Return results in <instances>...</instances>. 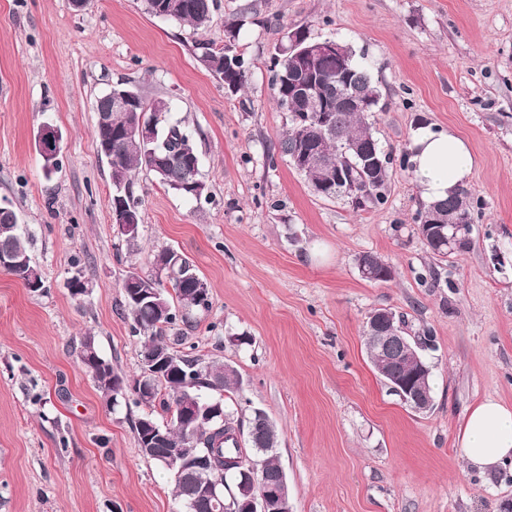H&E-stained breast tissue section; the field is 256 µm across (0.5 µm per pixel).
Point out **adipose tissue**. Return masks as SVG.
<instances>
[{
  "label": "adipose tissue",
  "mask_w": 512,
  "mask_h": 512,
  "mask_svg": "<svg viewBox=\"0 0 512 512\" xmlns=\"http://www.w3.org/2000/svg\"><path fill=\"white\" fill-rule=\"evenodd\" d=\"M409 152V162L426 201L448 197L471 178V149L452 131L418 126L411 132ZM457 444L463 458L482 470L512 461V406L492 399L473 406Z\"/></svg>",
  "instance_id": "obj_1"
}]
</instances>
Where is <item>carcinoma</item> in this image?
Wrapping results in <instances>:
<instances>
[{"mask_svg": "<svg viewBox=\"0 0 512 512\" xmlns=\"http://www.w3.org/2000/svg\"><path fill=\"white\" fill-rule=\"evenodd\" d=\"M145 10L153 16H163L188 24L195 31L206 29L217 7V0H144ZM283 51L275 53L273 58L272 85L280 108H285L290 95L292 77V60L288 56V36L280 42ZM200 63L209 71L218 75L224 82L228 93L235 95L242 90L247 81L248 67L243 57L226 49L224 51H207L199 57ZM318 84L323 92L336 94V75H342L344 81L374 101L369 112H375L381 100V91L372 80L366 68L356 59V51L348 48L346 59L324 57L316 64ZM143 107L145 123L153 124L157 129L156 141L146 144L137 137H126L122 129L127 113L112 111L111 123L107 127L94 126L95 139L104 136L112 138L111 179L112 197L123 198L128 208L127 223L141 224V212L138 204L129 192L131 176L137 171L152 174L162 185L168 187L184 198L200 201L209 197L205 183L199 178V169L193 168L185 160L200 162L199 153L192 138L179 125L166 122L168 104L163 99L139 101ZM290 127L274 145L275 152L289 159L299 149L317 150L331 162H337L347 171L346 181L338 186L332 196L351 199L358 208L377 207L384 204L389 171L394 158L382 149L372 129L370 116L344 107H333L326 113V119L335 130V135L324 133L316 113L306 117L299 116V110L288 109ZM377 152L380 166L376 177H371L362 167L360 156ZM162 153L169 155L173 161L157 171L152 165V155ZM481 200L472 196L465 188L456 189L444 199L421 206L417 213L418 234L426 248L436 256H446L453 251L470 246L467 233H458L453 243L443 239L439 230L447 225L438 223L459 214L470 216L481 209ZM0 253L13 259L8 272L18 276L25 287L32 292L44 289L42 275L32 264L28 240L19 233L15 212L0 213ZM358 266H369L377 282L392 278L393 270L372 253L358 257ZM150 264L154 274L142 276L137 272L129 273L136 278L138 288H156L159 300L166 308L160 314L150 305L139 303L130 296V289H123L125 311L132 321V330L141 337L140 357L146 354L166 353L172 355L173 369L164 373L155 384V391L149 399L138 395L137 389H131L132 403L149 409L160 402L167 420L159 422L149 412L141 415L135 422L138 448L143 457L169 471L175 498L179 501L182 512H187L186 503L190 499L192 479L180 472V464L175 457L179 448H193L202 458V475L216 476L224 469V460L240 459L244 465L254 469L256 480L265 484L281 480V467L273 454L278 442L276 427L264 426L253 428V418L247 419V444L240 447L233 433L241 430L242 423H234L231 412L224 411L222 423H210L202 427L186 425L178 421V409L186 403H209L215 399H224V394L235 389L239 384L237 372L226 365H204L200 359L189 355H179L167 342L169 336L182 334V327L192 323V314L197 310L209 309L211 302L198 296L196 283L204 286L206 296H211L208 282L200 276L194 262L184 253L163 247L151 254ZM79 358L86 371L92 377L98 391L112 405L119 403L118 397L112 395V383L124 382L117 375L112 364L99 352L95 338L85 336L80 341ZM426 365L425 360L413 354L403 352V364L386 370L384 379L392 382L397 379L410 381L413 375ZM151 421L157 429L165 434L162 443L152 450L143 447V424ZM220 476V475H218ZM226 506H232L238 497L240 475L229 471L220 476Z\"/></svg>", "mask_w": 512, "mask_h": 512, "instance_id": "obj_1", "label": "carcinoma"}]
</instances>
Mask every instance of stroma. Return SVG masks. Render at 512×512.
<instances>
[{
  "label": "stroma",
  "mask_w": 512,
  "mask_h": 512,
  "mask_svg": "<svg viewBox=\"0 0 512 512\" xmlns=\"http://www.w3.org/2000/svg\"><path fill=\"white\" fill-rule=\"evenodd\" d=\"M241 25L235 42L224 26ZM350 44L381 92L375 134L394 158L430 124L467 140L468 190L482 207L469 249L441 258L422 244L423 197L411 169L390 174L386 202L355 208L316 195L287 158L269 157L289 126L271 85L282 34ZM232 45L243 91L199 62ZM121 83L161 98L198 147L209 201H187L152 174L129 191L142 214L126 241L110 214V170L97 151L94 106ZM62 135L44 177L35 138ZM0 203L13 208L45 289L0 270V512H179L170 476L140 453L142 408L110 405L79 360L92 333L124 380L140 370V339L121 282L148 275L171 246L197 265L211 306L195 312L177 353L227 364V405L261 409L291 512H502L512 462L469 466L456 446L468 410L512 405V0H218L209 27L150 15L143 0H0ZM394 270L363 280L358 255ZM80 258L87 294L67 281ZM387 308L406 334L431 330L434 406L417 413L374 371L364 326ZM247 333L239 348L231 335Z\"/></svg>",
  "instance_id": "35a3bbf8"
}]
</instances>
